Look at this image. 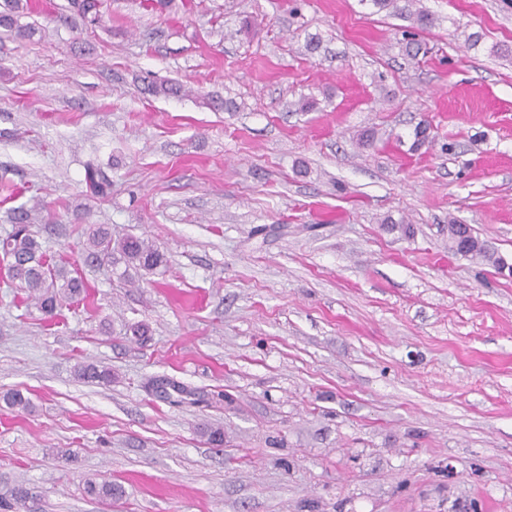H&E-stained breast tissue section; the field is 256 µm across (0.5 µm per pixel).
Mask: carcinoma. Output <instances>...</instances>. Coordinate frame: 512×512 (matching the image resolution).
<instances>
[{
  "instance_id": "carcinoma-1",
  "label": "carcinoma",
  "mask_w": 512,
  "mask_h": 512,
  "mask_svg": "<svg viewBox=\"0 0 512 512\" xmlns=\"http://www.w3.org/2000/svg\"><path fill=\"white\" fill-rule=\"evenodd\" d=\"M371 5L375 12L387 11L410 22L401 30L400 43L405 52L416 57L421 51L417 37L424 29L434 24L432 14L421 5V0H360ZM72 6L85 20L100 21L103 0H71ZM23 0H7L6 10L0 12V27L15 32L23 38H31L35 29L18 24ZM153 96L182 97L186 95L184 85L178 82L155 83L146 87ZM85 181L90 193L105 197L112 190V179L99 164L89 162L85 167ZM31 211L15 209L14 226L11 233L0 238V258L6 261L7 276L11 285L26 295V300L46 317L53 318L64 304L82 301L87 297V285L77 269L70 267L65 259H54L46 254L37 235L31 230ZM84 249L86 259L110 272L119 264L145 271H155L165 265L166 258L157 247L145 240L127 236L112 240V233L102 224H90L85 231ZM448 250L454 255L481 261L494 267L499 274L512 276V264L499 254L492 242L473 233L468 224L457 220L448 223ZM78 379L101 385L112 384V370L95 363L82 364L75 370ZM87 496L101 501H110L122 496L121 486L110 481L88 480L84 487Z\"/></svg>"
}]
</instances>
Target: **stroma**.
Segmentation results:
<instances>
[{"instance_id":"stroma-1","label":"stroma","mask_w":512,"mask_h":512,"mask_svg":"<svg viewBox=\"0 0 512 512\" xmlns=\"http://www.w3.org/2000/svg\"><path fill=\"white\" fill-rule=\"evenodd\" d=\"M30 4L33 39L0 28V237L31 210L90 295L50 326L0 269V393L30 400L0 402V497L23 482L38 496L19 512H512V277L448 251L454 217L512 263V58L491 51L512 47V5L422 0L436 22L412 59L404 19L360 0H104L97 24ZM90 158L113 163L107 197L87 196ZM89 224L166 267L106 273L82 252ZM82 362L111 385L77 379ZM90 479L122 498L86 496Z\"/></svg>"}]
</instances>
